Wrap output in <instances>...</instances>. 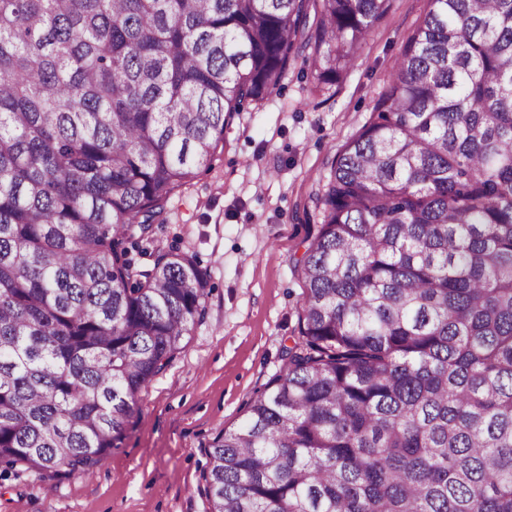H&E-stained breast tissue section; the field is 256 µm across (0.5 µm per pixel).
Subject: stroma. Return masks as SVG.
Masks as SVG:
<instances>
[{
	"label": "stroma",
	"instance_id": "35a3bbf8",
	"mask_svg": "<svg viewBox=\"0 0 512 512\" xmlns=\"http://www.w3.org/2000/svg\"><path fill=\"white\" fill-rule=\"evenodd\" d=\"M429 0H392L353 67L316 90L292 63L275 91L224 132V148L172 196L134 254L193 255L202 322L157 375L119 448L84 477L0 472V512H210L208 449L282 371L300 331L296 261L323 219L317 201L340 150L369 122Z\"/></svg>",
	"mask_w": 512,
	"mask_h": 512
}]
</instances>
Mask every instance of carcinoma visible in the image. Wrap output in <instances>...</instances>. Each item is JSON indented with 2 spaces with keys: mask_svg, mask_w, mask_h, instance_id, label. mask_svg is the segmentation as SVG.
<instances>
[{
  "mask_svg": "<svg viewBox=\"0 0 512 512\" xmlns=\"http://www.w3.org/2000/svg\"><path fill=\"white\" fill-rule=\"evenodd\" d=\"M390 0H0V466L89 474L205 315L174 192ZM298 341L219 434L211 512H512V0H430L332 164Z\"/></svg>",
  "mask_w": 512,
  "mask_h": 512,
  "instance_id": "cac0c4a2",
  "label": "carcinoma"
}]
</instances>
